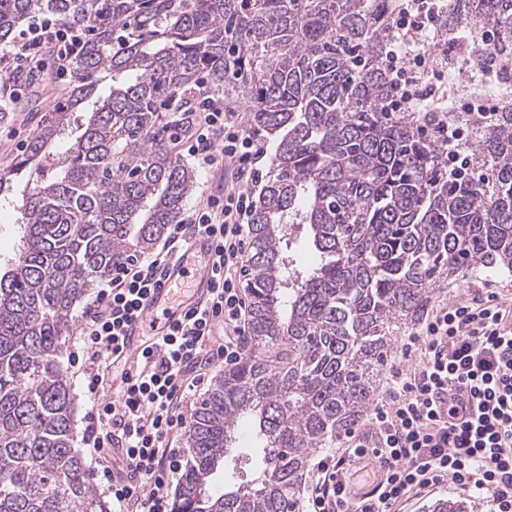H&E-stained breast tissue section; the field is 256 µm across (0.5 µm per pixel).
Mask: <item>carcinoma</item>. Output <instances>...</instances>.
Masks as SVG:
<instances>
[{"label":"carcinoma","mask_w":512,"mask_h":512,"mask_svg":"<svg viewBox=\"0 0 512 512\" xmlns=\"http://www.w3.org/2000/svg\"><path fill=\"white\" fill-rule=\"evenodd\" d=\"M46 11L89 37L74 102L0 173L6 197L55 161L16 198L22 245L0 273V512H112L75 448L63 347L76 303L178 222L194 174L153 129L163 111L188 119L203 78L247 99L250 125L277 146L251 222V341L199 402L175 512H297L311 458L368 407L396 321L444 272L512 270V106L473 129L472 166L487 176L451 179L419 131L428 116L384 109L391 17L376 0H0V42ZM462 21L495 29L493 69L511 84L512 0H451L448 39ZM79 106L86 122L60 151ZM301 225L303 271L285 255ZM245 420L261 462L213 495Z\"/></svg>","instance_id":"1"}]
</instances>
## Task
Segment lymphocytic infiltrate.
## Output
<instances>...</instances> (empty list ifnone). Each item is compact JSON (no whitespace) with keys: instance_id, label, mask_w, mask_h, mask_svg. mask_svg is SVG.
I'll use <instances>...</instances> for the list:
<instances>
[{"instance_id":"lymphocytic-infiltrate-1","label":"lymphocytic infiltrate","mask_w":512,"mask_h":512,"mask_svg":"<svg viewBox=\"0 0 512 512\" xmlns=\"http://www.w3.org/2000/svg\"><path fill=\"white\" fill-rule=\"evenodd\" d=\"M444 9L443 0H403L398 34L384 50L393 111H410L431 98L427 60L411 48L440 27ZM48 47L60 62L57 77H72L84 33L44 14L17 32L10 55L19 66ZM201 105L188 154L207 167L224 164L246 176V183L207 197L186 220L170 225L157 252L117 265L87 311L80 345L70 356L91 404L83 447L97 455L117 449L118 462L97 471L112 512H173L171 490L185 470V452L174 445L186 426L184 403L204 385L210 367L237 362L250 340L240 281L267 151L237 113L225 110L223 96L205 95ZM471 115L466 109L461 120L442 116L428 124L449 162L466 174L473 171L464 151ZM200 234L215 241L207 301L169 328L153 350L123 355L126 330L141 315L159 274ZM405 351L414 361L393 373L367 429L349 433L347 448L318 461L309 512H402L409 500L442 484L485 497L491 512H512V293L484 280L477 293L432 309L409 334ZM109 388L116 397L107 402ZM363 458L380 471L364 492L349 474L351 463Z\"/></svg>"}]
</instances>
